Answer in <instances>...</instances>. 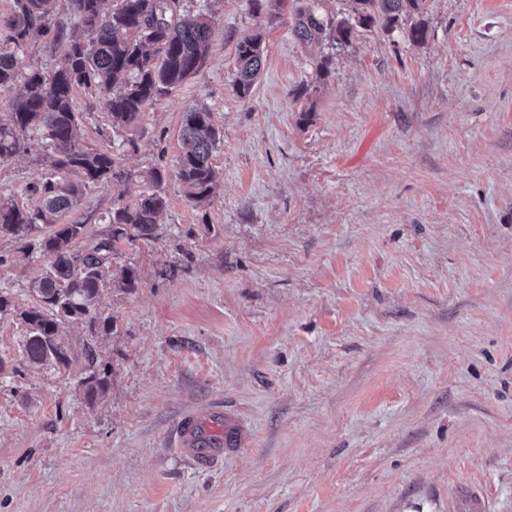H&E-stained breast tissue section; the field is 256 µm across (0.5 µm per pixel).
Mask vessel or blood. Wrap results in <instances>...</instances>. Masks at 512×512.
<instances>
[{"mask_svg": "<svg viewBox=\"0 0 512 512\" xmlns=\"http://www.w3.org/2000/svg\"><path fill=\"white\" fill-rule=\"evenodd\" d=\"M235 442L236 433L224 415V407L216 403L184 416L177 426L173 446L195 466L205 468L221 461L225 449L233 447ZM454 509L455 512H488V501L479 489L462 486L456 490Z\"/></svg>", "mask_w": 512, "mask_h": 512, "instance_id": "vessel-or-blood-1", "label": "vessel or blood"}]
</instances>
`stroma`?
Returning a JSON list of instances; mask_svg holds the SVG:
<instances>
[{
    "instance_id": "35a3bbf8",
    "label": "stroma",
    "mask_w": 512,
    "mask_h": 512,
    "mask_svg": "<svg viewBox=\"0 0 512 512\" xmlns=\"http://www.w3.org/2000/svg\"><path fill=\"white\" fill-rule=\"evenodd\" d=\"M182 4L215 17L198 75L117 134L74 93L81 143L168 173L157 236L123 250L139 287L97 306L116 330L95 407L79 365L28 369L19 313L47 261L0 235V512H450L466 483L512 512V0H425V43L342 45L294 26L344 0ZM196 103L224 133L202 210L175 177ZM45 172L18 153L0 194L34 207ZM140 189L99 183L62 221L100 233ZM219 399L238 442L202 470L170 443ZM238 74L234 91L239 97L250 95L263 66L264 45L260 35H250L238 42L236 47Z\"/></svg>"
}]
</instances>
